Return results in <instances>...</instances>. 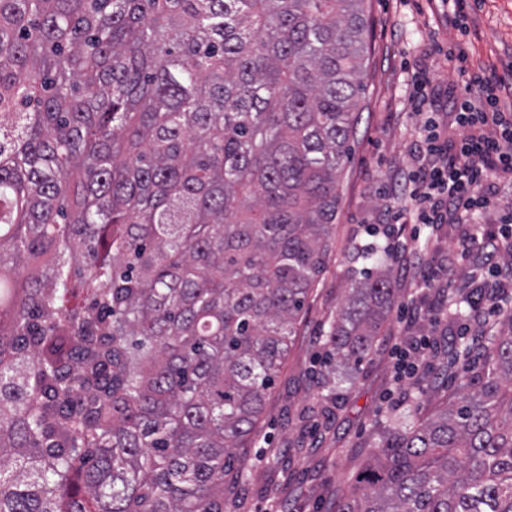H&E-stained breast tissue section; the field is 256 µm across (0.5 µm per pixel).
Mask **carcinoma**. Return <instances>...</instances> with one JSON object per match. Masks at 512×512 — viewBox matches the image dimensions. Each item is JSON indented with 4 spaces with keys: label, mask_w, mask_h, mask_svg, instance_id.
Segmentation results:
<instances>
[{
    "label": "carcinoma",
    "mask_w": 512,
    "mask_h": 512,
    "mask_svg": "<svg viewBox=\"0 0 512 512\" xmlns=\"http://www.w3.org/2000/svg\"><path fill=\"white\" fill-rule=\"evenodd\" d=\"M363 3L0 0V512H224L330 261ZM399 294L355 282L331 369ZM410 398L335 512H512V314Z\"/></svg>",
    "instance_id": "1"
}]
</instances>
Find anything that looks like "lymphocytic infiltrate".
Listing matches in <instances>:
<instances>
[{
  "instance_id": "1",
  "label": "lymphocytic infiltrate",
  "mask_w": 512,
  "mask_h": 512,
  "mask_svg": "<svg viewBox=\"0 0 512 512\" xmlns=\"http://www.w3.org/2000/svg\"><path fill=\"white\" fill-rule=\"evenodd\" d=\"M467 85L471 94L448 95L454 128L441 130L432 117L420 126L414 166L400 184L411 206L394 216L395 222L420 224L429 230L415 266L434 300L421 304L411 299L400 308L407 332L399 352L417 370L438 347L433 337L414 334L413 326L422 321L438 323L439 300L456 285L454 275L440 278L430 271L441 225H459L465 241L475 242V249L463 250L460 257L474 260L481 275L471 285L470 313L457 324V336L470 338L472 348L481 347L483 328L502 310V295L512 293V265L500 260L503 250L512 248V214L495 227L476 221L497 207L499 182L512 179V102L502 99L497 81L485 74H469Z\"/></svg>"
}]
</instances>
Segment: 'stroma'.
<instances>
[{
  "label": "stroma",
  "mask_w": 512,
  "mask_h": 512,
  "mask_svg": "<svg viewBox=\"0 0 512 512\" xmlns=\"http://www.w3.org/2000/svg\"><path fill=\"white\" fill-rule=\"evenodd\" d=\"M364 8L365 94L352 159L342 175L331 261L260 417L242 476L224 483V504L236 512H266L274 502L288 512H333L369 451L374 421L403 409L415 385L396 377L390 351L400 325L394 314L378 341L379 354L341 383L335 398H324L316 384L329 314L344 304L351 281L379 264L363 258V251L386 248L396 236L411 250L421 246L412 225H396L391 237L383 233L391 213L405 205L392 187L413 164L421 122L408 101L412 71H436L440 83L431 100L440 113L448 110L449 84L465 83L456 51L465 52L469 70L512 83V0H479L463 34L441 0H366Z\"/></svg>",
  "instance_id": "stroma-1"
}]
</instances>
